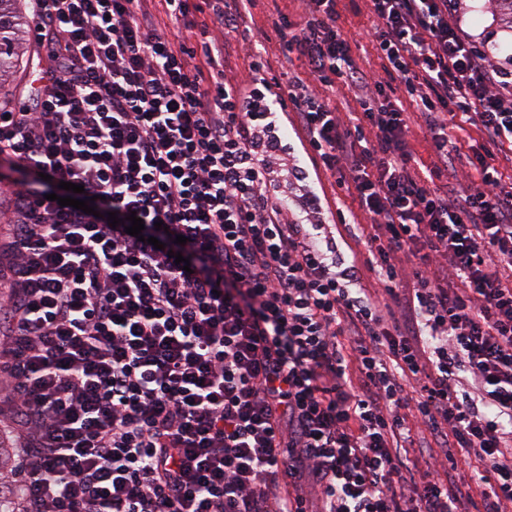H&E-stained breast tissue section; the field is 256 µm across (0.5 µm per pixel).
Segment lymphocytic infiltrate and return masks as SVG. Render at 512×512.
Listing matches in <instances>:
<instances>
[{
    "instance_id": "lymphocytic-infiltrate-1",
    "label": "lymphocytic infiltrate",
    "mask_w": 512,
    "mask_h": 512,
    "mask_svg": "<svg viewBox=\"0 0 512 512\" xmlns=\"http://www.w3.org/2000/svg\"><path fill=\"white\" fill-rule=\"evenodd\" d=\"M29 2L44 64L0 108V158L26 176L0 238L19 512H463L476 493L512 512V84L458 0H368L380 78L352 66L337 0H304L303 25L274 23L307 70L284 83L258 59L224 72L209 25L235 31L252 0H164L197 49L152 0ZM338 81L346 119L312 88ZM286 116L369 225L270 193ZM468 124L483 149L462 186L446 176ZM63 181L95 214L60 205ZM325 211L367 252L339 259ZM409 116V125L411 130L408 137L409 145L415 150L419 161H421L425 167H430L433 160L430 147L427 142V139H430V136L421 129L419 126L420 122L417 120L415 114L411 113Z\"/></svg>"
}]
</instances>
